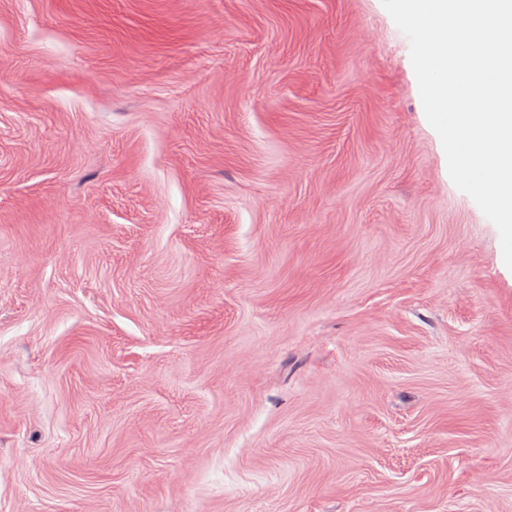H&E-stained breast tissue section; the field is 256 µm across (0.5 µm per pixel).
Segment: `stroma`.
<instances>
[{"label":"stroma","mask_w":512,"mask_h":512,"mask_svg":"<svg viewBox=\"0 0 512 512\" xmlns=\"http://www.w3.org/2000/svg\"><path fill=\"white\" fill-rule=\"evenodd\" d=\"M0 512H512V270L381 0H0Z\"/></svg>","instance_id":"35a3bbf8"}]
</instances>
